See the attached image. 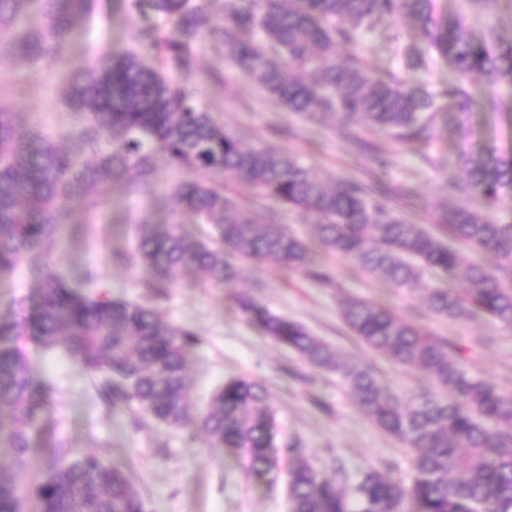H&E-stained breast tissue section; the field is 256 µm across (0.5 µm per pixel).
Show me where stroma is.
Masks as SVG:
<instances>
[{
    "instance_id": "1",
    "label": "stroma",
    "mask_w": 512,
    "mask_h": 512,
    "mask_svg": "<svg viewBox=\"0 0 512 512\" xmlns=\"http://www.w3.org/2000/svg\"><path fill=\"white\" fill-rule=\"evenodd\" d=\"M143 23L127 12L124 0H94L76 36L62 46L58 61L0 60V108L23 113L30 127L61 138L72 123L62 86L67 71L97 54L131 45ZM468 85L477 101L470 117L472 141L512 146V114L491 107L492 100L507 97V90H490L475 79ZM190 88L247 144L288 151L327 181L371 185L383 180L389 204L406 211L414 223L433 224L437 210L449 199V183L462 180L453 115L437 119L431 139L405 147L357 125L306 121L274 105L265 92L230 68L223 81L201 77ZM374 145L386 155L385 167L375 163L370 151ZM178 176L162 159L151 184L99 186L100 205L94 213H86L81 201H72V218L83 225L84 233L77 238L64 235L52 246L50 260L68 276L93 274L112 296L150 304L197 335L189 364L193 410L203 408L229 378L247 376L261 382L275 410L278 468L262 480L246 477L245 458L208 448L198 429H171L141 421L126 407H109L61 353L44 351L34 341L28 344L37 377L56 389V415L72 446L130 468L150 512H288L287 448L295 443L328 474L340 463L351 471L390 468L403 479L411 477L407 450L365 417L334 372L309 365L252 327L236 308L238 291H248L271 311L304 324L340 356L370 368L396 392L419 391L426 383L416 371L364 346L342 318L344 300L386 304L400 317L462 347L470 373L512 391V328L488 318H433L418 295L381 284L342 259H329V284L238 257L234 263L240 277L229 287L204 288L186 278L165 295L150 293L143 286L147 270L125 265L115 254L131 248L134 224L166 220L167 187Z\"/></svg>"
}]
</instances>
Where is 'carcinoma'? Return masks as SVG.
Here are the masks:
<instances>
[{
    "label": "carcinoma",
    "instance_id": "1",
    "mask_svg": "<svg viewBox=\"0 0 512 512\" xmlns=\"http://www.w3.org/2000/svg\"><path fill=\"white\" fill-rule=\"evenodd\" d=\"M89 2L0 0V56L58 58ZM209 4L129 0L133 12L150 20L135 32L138 49L111 50L68 76L64 95L80 152L60 150L53 139L28 130L21 113L0 110V272L25 264L38 292L34 306L13 299L9 320L0 323V447L11 456L9 468L0 465V512H149L126 469L71 447L57 432L55 391L35 377L25 352L32 337L87 374L105 403L135 407L170 428L197 426L208 447L246 453L250 477L278 466L271 448L274 410L262 383L232 378L194 417L187 365L195 333L153 307L110 295L87 275L79 287L50 264L48 249L72 223L69 203L81 197L91 212L99 204L90 193L95 185L130 175L151 181L159 154L185 173L169 187L171 222L137 225L134 249L123 256L150 272V288H169L187 273L210 288L229 285L238 278L230 252L326 281L331 271L315 261L317 248L412 294L424 271L440 270L448 285L426 289L429 313L512 326V287L503 282L512 277L511 220L455 204L430 229L414 224L387 205L382 184L329 185L289 152L244 146L185 84L198 44L206 42L274 103L306 120L330 115L411 144L431 137L439 113L457 112L458 163L466 179L449 192L473 195L494 212L512 201V149L468 142L476 101L465 81L478 74L492 89L512 90V38L492 29L479 36L466 13L450 20L436 0H220L215 13ZM386 20L404 21L448 62L456 76L448 102L395 70L382 75L356 55H338L339 46L368 34L399 41L380 29ZM147 55L182 80L163 77L145 62ZM400 59L407 70L428 65L412 45ZM225 178L314 217V243L272 218L257 222L223 185ZM186 216L210 225L212 234L183 230ZM459 244L493 264L466 260ZM235 304L262 335L335 372L361 412L412 457L407 482L375 468L351 473L338 465L328 475L293 448L290 512H512V392L472 375L461 348L383 304L344 303L343 319L365 345L444 390L405 396L251 294L238 293ZM44 429L53 433V445L36 458L33 434Z\"/></svg>",
    "mask_w": 512,
    "mask_h": 512
}]
</instances>
